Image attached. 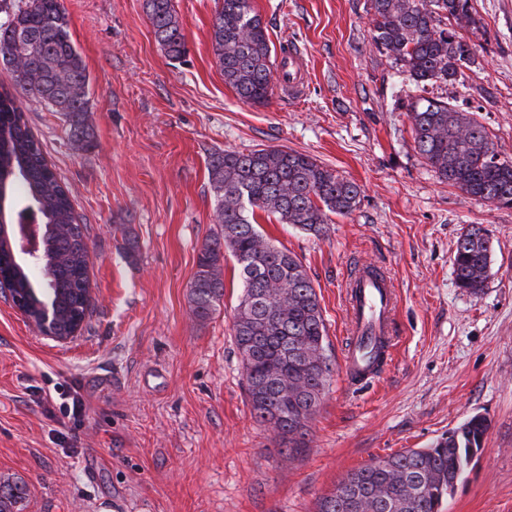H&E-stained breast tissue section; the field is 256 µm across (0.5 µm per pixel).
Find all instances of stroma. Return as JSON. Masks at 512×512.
Wrapping results in <instances>:
<instances>
[{
  "label": "stroma",
  "instance_id": "1",
  "mask_svg": "<svg viewBox=\"0 0 512 512\" xmlns=\"http://www.w3.org/2000/svg\"><path fill=\"white\" fill-rule=\"evenodd\" d=\"M86 65L95 144L76 149L64 118L15 89L45 158L88 229L93 305L76 338L40 335L0 294V480L21 481L20 512H315L372 459L424 448L467 417L489 430L442 512H512V208L476 201L419 154L411 98L449 102L512 157V0H470L459 32L477 62L456 81L416 86L370 37V0H253L276 50L299 46L304 90L273 78L267 105L225 85L212 45L220 0H173L188 53L167 57L144 0H62ZM285 147L358 185V208L316 237L257 213L316 289L335 361L288 454L251 415L232 335L242 292L233 258L211 319L190 307L199 248L219 224L212 153ZM493 244L481 294L458 288L453 256L469 225ZM140 256L129 263L126 238ZM358 261L390 272L394 358L375 378L344 371L345 278ZM78 392L84 410L66 416Z\"/></svg>",
  "mask_w": 512,
  "mask_h": 512
}]
</instances>
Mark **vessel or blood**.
<instances>
[{
  "label": "vessel or blood",
  "mask_w": 512,
  "mask_h": 512,
  "mask_svg": "<svg viewBox=\"0 0 512 512\" xmlns=\"http://www.w3.org/2000/svg\"><path fill=\"white\" fill-rule=\"evenodd\" d=\"M303 67L300 49H288V91L298 95L303 91L299 72ZM347 314L351 343L344 356L349 381H364L370 376L369 360L362 349L363 342H381L382 355H390L396 295L389 277L383 270L366 265L351 268L347 277Z\"/></svg>",
  "instance_id": "1"
}]
</instances>
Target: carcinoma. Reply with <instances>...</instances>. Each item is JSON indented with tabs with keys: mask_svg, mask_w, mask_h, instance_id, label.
<instances>
[{
	"mask_svg": "<svg viewBox=\"0 0 512 512\" xmlns=\"http://www.w3.org/2000/svg\"><path fill=\"white\" fill-rule=\"evenodd\" d=\"M470 0H371L373 44L393 57L401 73L421 82H451L474 63L471 45L442 20H470ZM154 36L172 60L186 44L173 0H145ZM0 59L15 83L36 102L66 119L71 136L93 146L87 121L88 76L69 32L61 0H0ZM213 50L224 84L253 105L272 94L275 58L267 26L252 0H220L213 21ZM408 120L419 154L440 179L470 198L512 208V160L503 158L483 125L436 100L409 105ZM208 172L218 198L220 231L202 245L190 285L191 309L205 321L224 298L226 256L237 265L242 293L232 331L241 359L251 413L288 442V454L307 450L309 423L332 374L327 330L319 297L299 258L270 242L253 224L256 211L314 235L331 214L348 216L361 187L313 157L278 147L211 155ZM0 175L10 178L8 198L23 190L41 208L43 255L37 268L16 264L12 228H0V285L10 298L23 295L27 319L45 311L65 340L92 305L88 291L87 227L77 222L67 189L48 167L16 97L0 92ZM492 244L480 224L456 242V284L478 295L489 278ZM489 429L478 414L427 448L374 458L348 473L322 496L316 512H439L471 471ZM26 495L19 483L0 482V512H14Z\"/></svg>",
	"mask_w": 512,
	"mask_h": 512,
	"instance_id": "carcinoma-1",
	"label": "carcinoma"
}]
</instances>
